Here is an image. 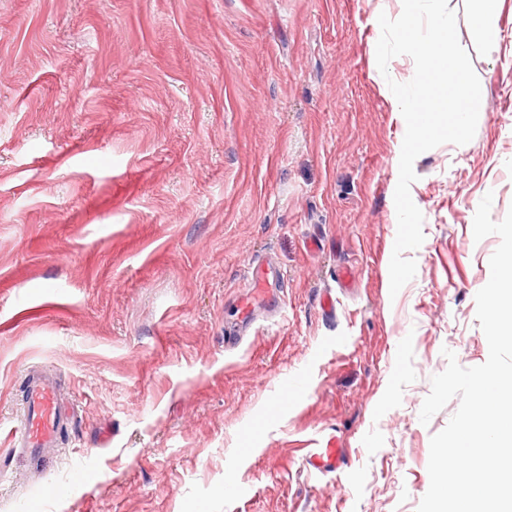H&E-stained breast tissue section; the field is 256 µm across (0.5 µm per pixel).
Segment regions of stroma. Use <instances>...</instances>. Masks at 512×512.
Masks as SVG:
<instances>
[{"mask_svg":"<svg viewBox=\"0 0 512 512\" xmlns=\"http://www.w3.org/2000/svg\"><path fill=\"white\" fill-rule=\"evenodd\" d=\"M448 6L477 130L416 158L424 241L394 296L406 125L371 48L401 0H0V512H417L459 406L421 423L431 379L446 351L489 355L475 297L500 239L474 214L512 208V0L493 50L474 0ZM260 260L283 307L225 352ZM33 368L72 399L44 472L9 442ZM297 373L306 394L277 399ZM331 435L343 471L315 476ZM316 444L319 447L309 448L305 456L310 471L326 476L344 465V449L336 436L331 435Z\"/></svg>","mask_w":512,"mask_h":512,"instance_id":"obj_1","label":"stroma"}]
</instances>
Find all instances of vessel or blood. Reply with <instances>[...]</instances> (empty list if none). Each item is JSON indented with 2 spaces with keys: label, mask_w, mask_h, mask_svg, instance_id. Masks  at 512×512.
I'll return each mask as SVG.
<instances>
[{
  "label": "vessel or blood",
  "mask_w": 512,
  "mask_h": 512,
  "mask_svg": "<svg viewBox=\"0 0 512 512\" xmlns=\"http://www.w3.org/2000/svg\"><path fill=\"white\" fill-rule=\"evenodd\" d=\"M278 273L264 264L252 266L248 291L239 297L236 314L244 327H252L261 311L271 302V280ZM23 412L21 421L10 432L11 444L25 454L30 465L44 469L54 448L59 447L71 419L57 382L51 373L28 372L22 381ZM310 471L325 476L344 464V450L336 436H329L318 447L308 449L305 456Z\"/></svg>",
  "instance_id": "b4317fda"
}]
</instances>
